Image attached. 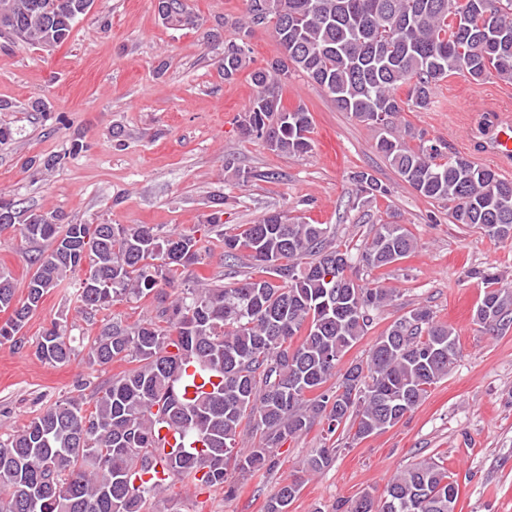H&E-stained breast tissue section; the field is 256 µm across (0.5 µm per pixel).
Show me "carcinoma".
Instances as JSON below:
<instances>
[{
  "instance_id": "carcinoma-1",
  "label": "carcinoma",
  "mask_w": 512,
  "mask_h": 512,
  "mask_svg": "<svg viewBox=\"0 0 512 512\" xmlns=\"http://www.w3.org/2000/svg\"><path fill=\"white\" fill-rule=\"evenodd\" d=\"M170 26L197 28L187 0H172ZM247 0L224 40V79L245 65L241 36L271 28L281 56L251 75L255 93L240 130L280 154L310 148L312 118L284 108L277 88L301 71L343 111L383 127L378 149L421 195L454 203L459 224L512 241V181L460 155L439 139L410 146L392 135L401 112L427 108L438 82L461 73L475 81L512 82V0ZM91 0H0V39L54 48L65 43ZM408 86L405 96L399 95ZM353 180L371 196L387 189L367 172ZM0 224H15L33 249L25 294L0 267V345L18 334L62 282L75 279L77 313L92 322L116 303L157 300L156 314L132 325L108 321L84 358L90 370L114 361L136 366L94 388L91 407L56 401L19 430L0 433V512H146L165 484L189 480L234 493L232 474L271 469L275 449L319 425L330 441L339 430L364 440L396 425L448 375L460 355L454 330L416 307L379 336L366 360L343 364L371 328L389 288L363 281L364 269L386 268L416 247L404 224H381L358 256L336 244L330 224L290 222L274 211L233 234H219L224 261L243 258L247 273L227 284L178 288L175 272L200 263L210 231L162 234L150 224H63L53 213L0 197ZM476 318L486 331L512 327V282L489 270ZM37 355L51 365L79 356L62 313L43 331ZM218 379L193 399L196 377ZM168 429L186 448L156 446ZM253 439L239 447L241 435ZM337 448H317L305 461L313 475ZM302 481L279 488L265 512H288ZM459 486L432 458L394 474L378 498L359 497L345 512H448Z\"/></svg>"
}]
</instances>
